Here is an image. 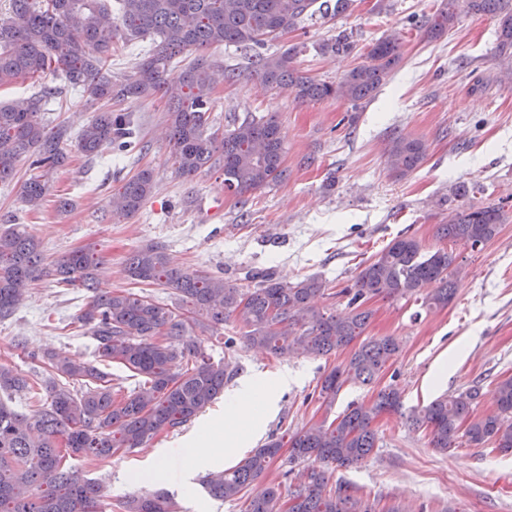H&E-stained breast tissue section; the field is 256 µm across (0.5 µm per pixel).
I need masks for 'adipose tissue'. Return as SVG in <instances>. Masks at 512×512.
Returning <instances> with one entry per match:
<instances>
[{
	"mask_svg": "<svg viewBox=\"0 0 512 512\" xmlns=\"http://www.w3.org/2000/svg\"><path fill=\"white\" fill-rule=\"evenodd\" d=\"M288 386L287 376L266 384L253 379L240 383L224 399V416L190 442L187 453L192 463L231 457L253 439L260 423L273 407L276 394Z\"/></svg>",
	"mask_w": 512,
	"mask_h": 512,
	"instance_id": "ef3b65f1",
	"label": "adipose tissue"
}]
</instances>
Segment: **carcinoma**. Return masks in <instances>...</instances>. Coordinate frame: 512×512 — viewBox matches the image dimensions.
I'll return each instance as SVG.
<instances>
[{
  "label": "carcinoma",
  "instance_id": "cac0c4a2",
  "mask_svg": "<svg viewBox=\"0 0 512 512\" xmlns=\"http://www.w3.org/2000/svg\"><path fill=\"white\" fill-rule=\"evenodd\" d=\"M107 0H10L0 12V86L47 71L61 75L92 101L140 99L160 95L169 101L173 165L184 178L215 162L224 172V190L237 196L286 179L284 138L274 117L246 119L218 135L208 131L211 89L224 66L204 55L175 71L176 57L212 45L233 44L257 48L279 35L296 30L317 13H344L353 0H119L112 17ZM455 0H448L428 20L431 37L443 36L457 20ZM477 14L498 20L497 52L512 59V0H468ZM137 40L159 38L140 59L132 75L112 79V31ZM323 54L349 53L351 37L341 32L319 43ZM299 47L277 54L254 52L251 64L272 88L289 87L301 102L329 98L355 105L370 100L402 58L400 39L381 38L369 45L364 63L336 83L317 80L295 67ZM56 91L21 97L0 104V182L12 180L22 161L41 170L21 186L26 205L39 209L49 191V175L64 166L61 143L69 129L47 132L40 113ZM108 143L118 154L137 145L130 112L106 111L77 136L88 157ZM427 148L416 138L390 139L386 149L389 170L403 177L425 161ZM154 190L151 170L143 169L112 198V207L131 216ZM480 192L459 184L449 202H459L448 220L437 225L436 236L471 250H481L498 236L508 220L502 202L474 204ZM39 242L14 224H0V320L11 316L27 286L41 274L54 277L62 288L82 287L92 292L78 317L95 345L94 361L62 357L53 351L30 357L44 365L45 375L30 380L0 363V512H177L175 502L160 493H141L114 505L105 499L99 480L84 478L66 467L65 456L107 460L119 450L138 447L161 432L187 425L223 392L233 371L215 364L190 334L191 326L218 329L233 320L244 329L229 337L276 356H324L350 350L348 359L321 379L319 396L331 405L351 382H374L396 359L399 345L391 336H364L372 319L367 302L416 298L430 282L434 291L423 298L428 307H446L453 297L451 278L459 274L453 252L444 247L423 251L412 235L401 234L361 263L354 282L343 288L347 311L338 314L320 306L325 284L308 277L288 284L264 271L256 284L244 290L206 272L176 268L165 250L147 245L126 259L130 277L142 284L173 290L174 307H164L146 295L126 291L98 293V259L77 249L43 272ZM118 363L144 378L139 389L117 396L111 374L103 370ZM66 379L68 387L60 382ZM36 403L27 415L13 407V398ZM478 390L470 388L440 397L410 416L423 429L430 447L446 451L461 438L473 446L492 442L512 452V378L497 386L498 412L474 416ZM401 407L400 389L389 384L367 403L352 404L327 423L312 424L288 436H270L235 467L207 474L202 484L208 495L234 500L251 485L265 481L246 499L245 512H371L369 505L346 484L331 485V467H350L367 460L377 448L374 424L388 411ZM288 448V464L299 467L297 483L288 494L282 484L266 480L273 461Z\"/></svg>",
  "mask_w": 512,
  "mask_h": 512
}]
</instances>
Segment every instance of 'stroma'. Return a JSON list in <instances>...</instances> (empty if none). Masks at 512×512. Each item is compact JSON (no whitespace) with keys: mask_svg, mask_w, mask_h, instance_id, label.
<instances>
[{"mask_svg":"<svg viewBox=\"0 0 512 512\" xmlns=\"http://www.w3.org/2000/svg\"><path fill=\"white\" fill-rule=\"evenodd\" d=\"M444 4L355 0L345 13L305 18L297 30L266 43L268 54L300 45L299 70L336 82L364 61L370 44L399 33L401 62L374 97L357 106L340 99L299 102L289 91L266 86L236 46L205 49V56L230 72L212 90L210 128L224 131L247 117L275 116L288 171L281 183L239 197L225 192L218 168L179 177L166 102L148 97L112 105L133 114L140 147L119 155L107 145L89 158L75 142H67V162L52 174L41 210H29L22 199L21 185L33 172L20 163L13 180L0 182V224L19 225L34 236L49 263L92 246L101 262L97 288L102 293L142 291L173 305L170 288L141 287L126 273L131 252L158 244L175 266L203 270L242 288L252 287L250 275L256 271H273L288 282L319 276L329 291L321 305L344 312L339 290L394 237L405 232L425 249L439 247L435 230L448 217L455 183L479 187L480 201L512 204V62L496 52L497 21L468 11L464 0L456 2L454 28L430 38L424 22ZM341 31L351 35L352 52L317 51L319 42ZM45 83L60 90L42 114L46 128L62 124L79 132L103 108L52 74L0 88V103L34 95ZM396 134L420 139L427 147L422 166L402 178L391 174L385 157ZM145 168L154 174L152 196L134 216L113 214V194ZM456 252L461 273L453 279L454 297L447 307L426 311L407 298L369 301L368 335L396 338L398 356L374 384L347 385L330 406L316 393L323 375L345 360V353L281 358L240 343L228 348L225 339L241 334L230 321L219 331L198 329L194 335L208 357L229 366L236 379L270 383L288 375L287 390L260 430L263 441L278 429L291 433L333 420L350 404L370 401L379 388L396 384L403 407L377 421L376 455L332 472V483L357 489L374 512L394 504L405 512H512L511 452L463 441L440 452L429 447L424 431L406 421L412 409L473 386L480 389L477 414H490L496 409L498 381L512 377V218L482 250L460 246ZM86 297L85 289L64 290L49 277L32 282L14 314L0 320V363L32 378L41 371L29 357L33 351L53 349L92 360L94 345L81 335L78 321ZM445 356L451 359L448 373L435 377V365ZM223 412L219 400L181 429L160 433L108 462L73 457L69 463L86 477L107 476L105 492L113 501L160 489L175 499L178 512H244L243 500L213 499L200 484L207 471L222 469V462L193 468L185 454L186 443ZM160 456L167 460L162 471L156 462ZM137 474L151 476V483L134 482Z\"/></svg>","mask_w":512,"mask_h":512,"instance_id":"1","label":"stroma"}]
</instances>
